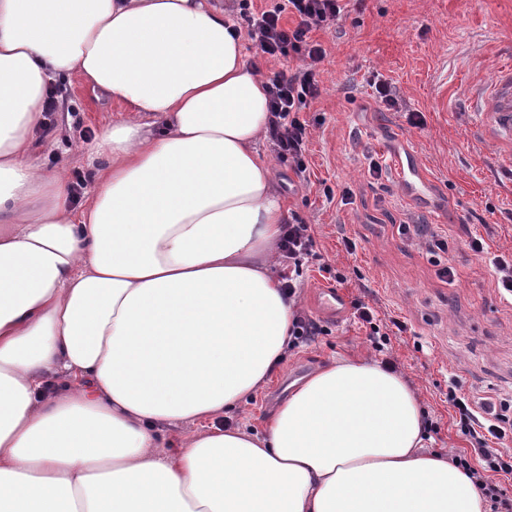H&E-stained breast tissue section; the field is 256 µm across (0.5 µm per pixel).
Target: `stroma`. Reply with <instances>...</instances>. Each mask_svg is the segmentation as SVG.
Returning <instances> with one entry per match:
<instances>
[{
	"mask_svg": "<svg viewBox=\"0 0 512 512\" xmlns=\"http://www.w3.org/2000/svg\"><path fill=\"white\" fill-rule=\"evenodd\" d=\"M311 37L326 56L321 93L302 114L309 173L281 162L276 169L289 215L314 229L321 263L306 271L295 300L322 333L289 349L270 382L224 421L263 431L294 382L339 358L392 356L419 399L428 448L463 454L470 445L457 432L449 388L472 401L512 404V297L500 294L492 264L512 256V148L480 139L467 95L512 65V0H352L347 17ZM376 77L391 83L404 111L378 105ZM55 94L56 109L36 134L37 159L91 183L97 171L85 148L120 107L76 78L57 84ZM411 111L421 113L423 127L409 124ZM411 153L426 182L417 201L402 194L394 167ZM374 160L381 174L371 172ZM412 222L446 240L447 251L429 253L400 234ZM473 236L482 238L484 256L468 249ZM449 265L451 279L442 274ZM325 286L345 295L343 317L318 311ZM356 300L405 324L387 352L371 344L354 315Z\"/></svg>",
	"mask_w": 512,
	"mask_h": 512,
	"instance_id": "35a3bbf8",
	"label": "stroma"
}]
</instances>
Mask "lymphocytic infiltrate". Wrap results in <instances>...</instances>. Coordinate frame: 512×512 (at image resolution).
I'll list each match as a JSON object with an SVG mask.
<instances>
[{
  "label": "lymphocytic infiltrate",
  "mask_w": 512,
  "mask_h": 512,
  "mask_svg": "<svg viewBox=\"0 0 512 512\" xmlns=\"http://www.w3.org/2000/svg\"><path fill=\"white\" fill-rule=\"evenodd\" d=\"M350 0H269L268 5L254 9L253 0H241L240 6L247 21V35L257 53L270 58L293 56L300 68L278 71L269 79L268 137L276 158L294 167L297 173L307 171L308 131L300 114L317 99L320 89L317 80L319 64L326 51L310 38L312 30L347 16ZM296 19L295 26L284 23V16ZM280 252L284 265L281 273L283 292L295 296L297 280L304 267L316 259V241L310 225L295 219L289 221ZM448 400L457 409V425L462 436L473 447L479 463L473 475L494 501H501L499 485L487 478L488 472L512 474V464L505 462L491 443L505 438L512 431V417L497 410L494 404H473L468 398L449 391Z\"/></svg>",
  "instance_id": "1"
}]
</instances>
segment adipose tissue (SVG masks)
Returning a JSON list of instances; mask_svg holds the SVG:
<instances>
[{
    "instance_id": "ef3b65f1",
    "label": "adipose tissue",
    "mask_w": 512,
    "mask_h": 512,
    "mask_svg": "<svg viewBox=\"0 0 512 512\" xmlns=\"http://www.w3.org/2000/svg\"><path fill=\"white\" fill-rule=\"evenodd\" d=\"M72 77L122 107L80 208L31 151ZM267 102L210 0H0V512H491L374 360L305 378L264 432L218 426L297 311Z\"/></svg>"
}]
</instances>
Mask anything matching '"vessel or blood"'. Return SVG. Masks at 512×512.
Instances as JSON below:
<instances>
[{
    "instance_id": "b4317fda",
    "label": "vessel or blood",
    "mask_w": 512,
    "mask_h": 512,
    "mask_svg": "<svg viewBox=\"0 0 512 512\" xmlns=\"http://www.w3.org/2000/svg\"><path fill=\"white\" fill-rule=\"evenodd\" d=\"M472 98L481 123L496 137L512 141V66L499 68L487 84L473 90Z\"/></svg>"
}]
</instances>
